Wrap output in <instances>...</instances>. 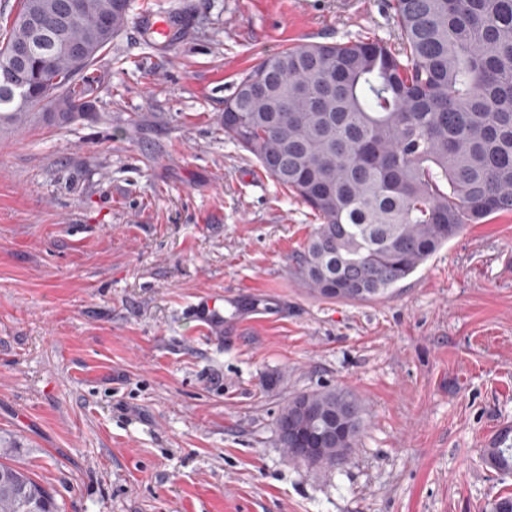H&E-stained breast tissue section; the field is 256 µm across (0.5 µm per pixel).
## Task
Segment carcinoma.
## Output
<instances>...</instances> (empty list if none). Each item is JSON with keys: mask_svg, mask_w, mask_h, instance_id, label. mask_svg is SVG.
I'll use <instances>...</instances> for the list:
<instances>
[{"mask_svg": "<svg viewBox=\"0 0 512 512\" xmlns=\"http://www.w3.org/2000/svg\"><path fill=\"white\" fill-rule=\"evenodd\" d=\"M19 0L0 45V124L41 103L64 117L94 107L87 71L124 30L129 0ZM401 40L308 42L252 67L224 99V136L322 219L293 274L317 298L388 296L468 224L512 212V0H394ZM27 50L16 78V49ZM260 80L266 95L243 87ZM346 431L309 456L300 428ZM363 408L348 390L301 393L282 408L276 433L288 460L334 468L350 454ZM0 512H58L52 493L5 462ZM512 472V429L483 450Z\"/></svg>", "mask_w": 512, "mask_h": 512, "instance_id": "1", "label": "carcinoma"}]
</instances>
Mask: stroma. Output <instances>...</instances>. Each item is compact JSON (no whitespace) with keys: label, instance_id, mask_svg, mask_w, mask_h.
Returning a JSON list of instances; mask_svg holds the SVG:
<instances>
[{"label":"stroma","instance_id":"stroma-1","mask_svg":"<svg viewBox=\"0 0 512 512\" xmlns=\"http://www.w3.org/2000/svg\"><path fill=\"white\" fill-rule=\"evenodd\" d=\"M176 16L174 45L140 28ZM399 40L393 0H130L90 68L95 109L0 126V440L59 512H488L512 424V213L470 224L390 296L292 275L319 216L225 138L224 99L305 42ZM259 318L216 337L191 305ZM276 378L267 386V378ZM362 404L336 468L275 420L326 386ZM483 458L487 466L498 473L512 472V426L497 435V446L484 448Z\"/></svg>","mask_w":512,"mask_h":512}]
</instances>
